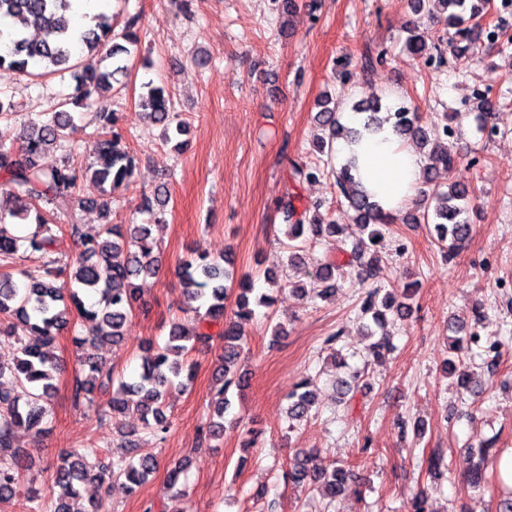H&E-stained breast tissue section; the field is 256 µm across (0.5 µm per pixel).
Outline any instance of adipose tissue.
<instances>
[{
	"instance_id": "obj_1",
	"label": "adipose tissue",
	"mask_w": 512,
	"mask_h": 512,
	"mask_svg": "<svg viewBox=\"0 0 512 512\" xmlns=\"http://www.w3.org/2000/svg\"><path fill=\"white\" fill-rule=\"evenodd\" d=\"M340 159L356 157L357 176L372 201L397 214L412 205L424 188V160L384 124L382 131L364 135L355 143L338 142Z\"/></svg>"
}]
</instances>
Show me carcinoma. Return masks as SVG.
<instances>
[{
	"mask_svg": "<svg viewBox=\"0 0 512 512\" xmlns=\"http://www.w3.org/2000/svg\"><path fill=\"white\" fill-rule=\"evenodd\" d=\"M75 0H0V80L14 75H28L30 62L41 67L37 76L65 74L76 81L77 95L66 97L60 110L39 115L28 122L19 142L6 144L0 140V188L9 192L19 206L11 213L13 224L0 216V261L16 259L20 250L37 252L42 259L45 275L20 270L18 274L0 273V338L17 344L19 356L11 365L0 363V501L16 497L21 471L26 469L28 454L16 447V434L25 429L36 435L44 432L43 423L49 415L57 386L56 374L61 371V358L56 354L61 333L71 329V344L78 354V368L70 383V398L76 407L93 409L99 419L107 416L134 415L141 429L157 437L168 432L170 422L165 413L169 393L185 391L194 379L195 363L191 353L208 349L218 340L219 354L215 367L217 385L209 394L210 416L199 428V447L209 446L224 432V415L230 410L231 388L242 389L245 373L240 370L243 357V332L255 314L248 294L254 291V280L243 274L237 280L240 290L235 309L226 312V299L234 281V261L224 254L217 258L204 252H193L177 265L179 279L188 311L193 313L189 324L171 325L168 340L162 347L146 343L151 356L144 359L142 370L130 378H115L99 350L106 345H119L124 340L125 326L141 300L139 281L159 276L158 259L161 245L152 235V226L165 222L168 203L166 192L156 189L153 196L144 199L142 211L149 215L145 224H114L112 193L127 189L133 183L135 160L123 143L119 131L123 120L117 112L99 113L100 128L96 134L93 161L83 168L65 163L45 168L42 155L49 149L66 155L76 151L70 140L74 118L68 106L87 100L92 95L104 96L112 92L116 76H124L127 66H107L102 70L80 68L76 62L82 52L105 51V58L116 59L130 55L138 47L140 18L130 17L121 33L122 42H115L112 17L98 14L82 26L72 23L70 12ZM447 12L444 22L454 30L453 37L467 39V23L490 12L508 9L512 0H438ZM403 49L428 68H441L444 56L441 44L411 29ZM387 50L361 55L360 62L351 66L347 59L334 61L336 76L349 82L386 62ZM147 94L140 97V115L166 131L165 140H171L168 131L181 135L185 124L173 111L170 93L163 87L147 82ZM381 98L372 93L354 107L367 114L363 130L344 128L338 120L339 105L322 102L316 118L328 132V139L317 142L319 152L332 148L339 138L352 142L362 131L376 132L384 119ZM394 130L401 138L426 151L427 165L424 181L428 192L410 217L412 224H431L439 249L447 260H452L467 241L470 224L466 218L471 202L467 184L455 177L460 165L455 135L448 134V114L440 124L443 142L428 148L429 137L423 127L424 117L416 109L399 107L394 113ZM354 164L348 160L336 171V200L351 212L352 223L369 230V240L383 237L382 229L396 222V218L381 210L379 205L358 188L353 174ZM448 174V183L436 182L440 173ZM292 175L296 184L315 181L324 175V169L310 163H295ZM89 177L102 187L99 198L76 199L77 181ZM99 211L104 224L100 231L89 236L74 221L57 222L60 214H67L72 206ZM321 205L303 203L300 194L285 193L279 200V210L287 223L288 266L298 269L303 265L299 254L301 245L318 237L327 238L329 251L320 260L310 282H289L293 289L312 298L325 299L336 291V276L346 267L357 269L361 283H374L360 306L361 317H370L383 328L387 315L400 318L411 311L410 300L418 285L408 284L400 296L376 285L379 274V256L366 253L358 245L347 247L349 225L337 224L320 214ZM78 255H71L72 247ZM64 273L70 287L59 288L48 280L53 272ZM78 321L70 324L72 311ZM214 326L219 333L211 332ZM481 345V356L487 372L497 369L503 344L498 339H484L478 330L455 338L450 346L452 357L446 359V373L452 374L462 362L471 345ZM315 404L312 379L300 382L288 396V419L296 423L308 419ZM135 432L122 435L121 447L128 456L113 459L112 454L99 455L95 463L77 453L66 454L54 470L46 489L30 488L25 500L31 503L29 512H73L69 500L80 495V487L94 482L107 488L112 479H124L126 488L142 486L157 468V459L142 452ZM495 441L467 449L464 457L466 487L477 489L484 479L483 462ZM308 455L295 453L288 463L286 478L296 486L309 483L320 485L324 494L334 498L344 493L352 473L344 467L333 466L321 472L308 468ZM193 463L187 456L167 473L172 491L170 501L185 496L186 483L181 478Z\"/></svg>",
	"mask_w": 512,
	"mask_h": 512,
	"instance_id": "cac0c4a2",
	"label": "carcinoma"
}]
</instances>
